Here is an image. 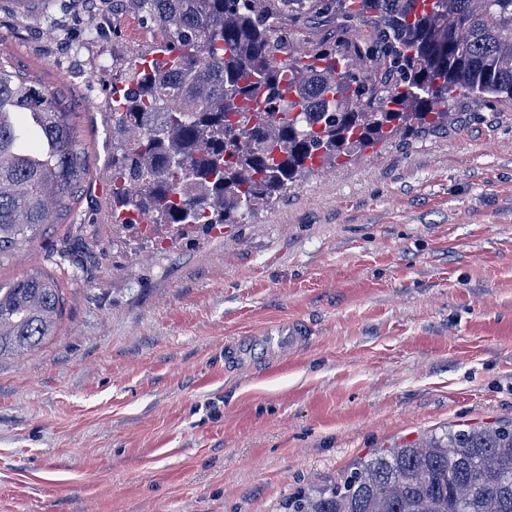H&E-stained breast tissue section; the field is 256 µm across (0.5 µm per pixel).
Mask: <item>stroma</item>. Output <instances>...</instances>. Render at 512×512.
Instances as JSON below:
<instances>
[{"mask_svg":"<svg viewBox=\"0 0 512 512\" xmlns=\"http://www.w3.org/2000/svg\"><path fill=\"white\" fill-rule=\"evenodd\" d=\"M297 53L355 38L288 21ZM162 37L129 0H0V62L77 114L92 175L62 223L0 263L66 308L0 358V512H278L379 449L512 421V99L471 95L434 132L308 173L223 235L153 248L112 224V90ZM283 360L224 346L279 322ZM262 337L273 358L281 359L301 348L310 339V332L305 324L291 322L266 329Z\"/></svg>","mask_w":512,"mask_h":512,"instance_id":"1","label":"stroma"}]
</instances>
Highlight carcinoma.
<instances>
[{"label":"carcinoma","instance_id":"cac0c4a2","mask_svg":"<svg viewBox=\"0 0 512 512\" xmlns=\"http://www.w3.org/2000/svg\"><path fill=\"white\" fill-rule=\"evenodd\" d=\"M285 2L363 29L296 56L270 0H134L162 57L112 106V223L207 234L355 148L443 127L461 94L512 99V0ZM90 176L75 113L1 66L0 256L58 223ZM64 312L46 271L0 283V357L41 348ZM280 512H512V421L379 450Z\"/></svg>","mask_w":512,"mask_h":512}]
</instances>
